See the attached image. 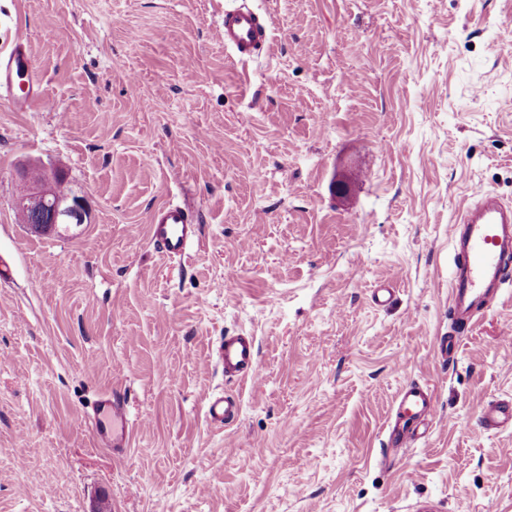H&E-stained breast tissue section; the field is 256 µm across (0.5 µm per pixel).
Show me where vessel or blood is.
Instances as JSON below:
<instances>
[{"mask_svg": "<svg viewBox=\"0 0 512 512\" xmlns=\"http://www.w3.org/2000/svg\"><path fill=\"white\" fill-rule=\"evenodd\" d=\"M216 36L233 60L245 66L266 53L272 39L271 23L247 0H238L237 5L225 8ZM0 97L8 99L19 112L47 103L23 35H16L9 50L0 52ZM472 197L461 220L449 227L453 249L449 309L454 322L465 327L471 325L483 302L512 280V207L481 187L474 189ZM148 235L156 252L167 259L180 260L199 244L201 232L189 209L170 204L155 211ZM216 357L225 377L254 380L262 374L253 337L241 333L222 336ZM436 413V401L427 386L410 384L402 388L387 423L388 447H411L419 428L428 426ZM239 414L240 403L230 396L213 394L205 402L206 419L216 429L230 426ZM481 421L493 431L512 428V401L484 407ZM91 424L99 446L117 452L128 448L130 415L120 393H108L98 399Z\"/></svg>", "mask_w": 512, "mask_h": 512, "instance_id": "obj_1", "label": "vessel or blood"}]
</instances>
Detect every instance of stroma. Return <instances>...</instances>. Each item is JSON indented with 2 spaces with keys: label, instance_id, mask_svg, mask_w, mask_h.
Instances as JSON below:
<instances>
[{
  "label": "stroma",
  "instance_id": "stroma-1",
  "mask_svg": "<svg viewBox=\"0 0 512 512\" xmlns=\"http://www.w3.org/2000/svg\"><path fill=\"white\" fill-rule=\"evenodd\" d=\"M224 3L0 0V48L28 37L50 100L0 99V512H512V429L479 421L512 399V282L466 330L448 310L472 187L512 204V0H250L272 45L247 66ZM27 162L86 223H18ZM166 203L201 225L174 267L148 238ZM227 332L262 377L225 379ZM413 382L436 417L388 449ZM111 390L120 456L89 421ZM97 444L122 452L129 447L131 422L126 403L117 391L103 394L93 408L91 418ZM240 403L223 394H212L205 402V416L208 423L219 430L234 423L240 414Z\"/></svg>",
  "mask_w": 512,
  "mask_h": 512
}]
</instances>
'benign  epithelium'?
I'll return each mask as SVG.
<instances>
[{"mask_svg": "<svg viewBox=\"0 0 512 512\" xmlns=\"http://www.w3.org/2000/svg\"><path fill=\"white\" fill-rule=\"evenodd\" d=\"M23 190L16 198V209L22 213H36L38 215L48 213L50 221L29 225V229L35 233H47L51 231L61 217L72 210H78L84 206V202L78 199L74 202L56 197L53 186L58 181V173L43 165H33L21 176Z\"/></svg>", "mask_w": 512, "mask_h": 512, "instance_id": "obj_1", "label": "benign epithelium"}]
</instances>
